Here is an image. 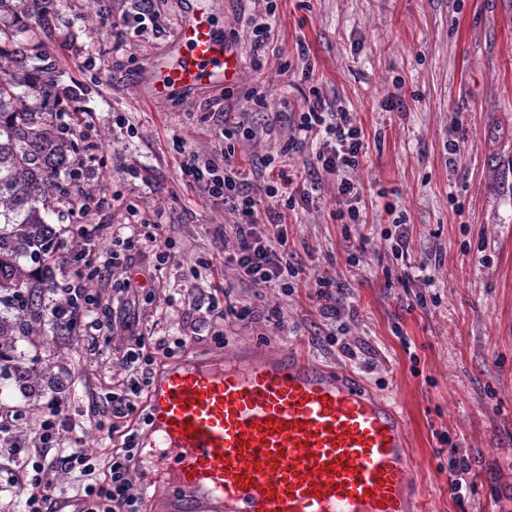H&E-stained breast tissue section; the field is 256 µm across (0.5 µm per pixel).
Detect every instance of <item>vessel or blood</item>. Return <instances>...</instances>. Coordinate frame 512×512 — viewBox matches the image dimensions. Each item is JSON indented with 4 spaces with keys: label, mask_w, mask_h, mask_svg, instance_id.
Returning a JSON list of instances; mask_svg holds the SVG:
<instances>
[{
    "label": "vessel or blood",
    "mask_w": 512,
    "mask_h": 512,
    "mask_svg": "<svg viewBox=\"0 0 512 512\" xmlns=\"http://www.w3.org/2000/svg\"><path fill=\"white\" fill-rule=\"evenodd\" d=\"M241 48L187 0L169 55L133 77L154 102L234 85ZM133 479L152 512H422L385 398L300 351L186 353L153 379Z\"/></svg>",
    "instance_id": "vessel-or-blood-1"
}]
</instances>
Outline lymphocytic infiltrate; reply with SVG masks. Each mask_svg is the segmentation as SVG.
Masks as SVG:
<instances>
[{
    "instance_id": "lymphocytic-infiltrate-1",
    "label": "lymphocytic infiltrate",
    "mask_w": 512,
    "mask_h": 512,
    "mask_svg": "<svg viewBox=\"0 0 512 512\" xmlns=\"http://www.w3.org/2000/svg\"><path fill=\"white\" fill-rule=\"evenodd\" d=\"M220 141L210 158L189 153L182 165L187 178L213 203L224 206L235 216L225 225V238L235 247L225 253L224 261L238 272V281L246 287L280 289L289 294L299 288L306 270L298 261L295 246L288 235L286 216L312 202L322 184L303 180L290 192L266 182H258L255 168L246 166L237 156L239 138L254 136L243 123H229L223 109L210 111ZM292 133L279 154L263 159V166L279 163L292 154L306 155V168L326 175L336 184L337 222L362 224L366 221L365 188L353 174L367 154L363 130L354 114L344 107L326 111L321 99L307 100L305 106L288 117ZM70 279L55 289L52 314L65 322H82V333L91 340L108 337L113 316L107 304L89 293L87 280L118 267L116 251H102L99 244L88 243L76 256ZM191 338L181 336H129L121 351L120 363L127 374L119 388L112 391V457L103 479H96L97 460L78 443L64 444L60 433L65 425L58 400H51L39 424L37 443L31 448H16L12 454L17 467L0 494L22 498L24 512H46L55 492V474L63 471L85 477L82 512H141L142 494L131 477L136 454L135 423L143 419L144 396L156 373L158 358L170 359L183 353Z\"/></svg>"
}]
</instances>
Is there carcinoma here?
<instances>
[{
    "mask_svg": "<svg viewBox=\"0 0 512 512\" xmlns=\"http://www.w3.org/2000/svg\"><path fill=\"white\" fill-rule=\"evenodd\" d=\"M6 48L19 58L20 71L0 70V303L13 310L0 315V372L11 371L27 389L47 369L17 364V343L46 324L56 333L75 331L50 315L48 294L58 283L49 260L62 242L44 212L67 200L60 178L70 174L86 146L60 134L48 113L26 105L51 86L45 68L31 66L39 59L38 46L15 36Z\"/></svg>",
    "mask_w": 512,
    "mask_h": 512,
    "instance_id": "obj_1",
    "label": "carcinoma"
}]
</instances>
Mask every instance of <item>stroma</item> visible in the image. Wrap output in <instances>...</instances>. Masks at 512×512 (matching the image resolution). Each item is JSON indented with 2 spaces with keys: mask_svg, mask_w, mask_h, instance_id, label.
Wrapping results in <instances>:
<instances>
[{
  "mask_svg": "<svg viewBox=\"0 0 512 512\" xmlns=\"http://www.w3.org/2000/svg\"><path fill=\"white\" fill-rule=\"evenodd\" d=\"M273 42L254 55L247 21L253 0H212V19L242 50V79L230 91L208 89L166 103L145 101L127 82L148 73L176 36L184 0H155L159 31L131 40L119 22L130 0H57L49 26L37 11L26 17L28 34L61 88L80 87L67 121L92 148L84 181L97 200L78 223L48 214L64 242L55 256L58 282L72 274L73 257L102 225L123 222L127 211L166 225L176 246L165 263L151 248L130 251L114 272L88 282L113 311L108 344L33 334L20 343L52 380L21 392L14 380L0 390V411L19 412L25 444L51 398L61 402L68 440L97 433L93 454L107 465L112 437L98 430L102 400L125 372L117 360L128 336L197 339L194 353H233L251 347L263 354L301 346L318 365L354 376L368 391L397 404L417 458L414 483L425 512H512V0H277ZM305 44L313 80L283 70ZM327 104L355 112L368 145L354 177L366 188L368 221L343 226L332 216L335 195L325 182L321 197L290 215L297 259L309 282L292 295L238 287L224 263L222 240L234 216L206 201L182 174L172 146L205 156L217 143L202 117L206 102L222 100L233 118L257 128L236 142L238 154L261 160L287 141V121L265 131L266 117L248 112L247 94L264 91L271 107L296 110L310 87ZM460 154L449 165L446 145ZM392 203L409 218L413 268L392 265L381 233ZM364 247L352 268L346 257ZM436 261L432 285L416 267ZM132 289L121 294L119 281ZM328 285L342 317L321 314L317 281ZM233 285L232 296L254 301L258 315L236 323L208 315L214 289ZM193 287V309L171 308L167 296ZM438 295L419 307L416 294ZM325 295V296H326ZM340 344H328L337 321ZM417 363H410V355ZM467 458L474 487L463 504L448 495V456L439 436Z\"/></svg>",
  "mask_w": 512,
  "mask_h": 512,
  "instance_id": "35a3bbf8",
  "label": "stroma"
}]
</instances>
